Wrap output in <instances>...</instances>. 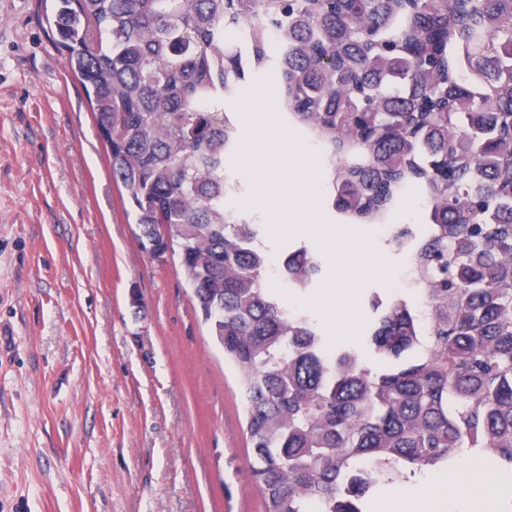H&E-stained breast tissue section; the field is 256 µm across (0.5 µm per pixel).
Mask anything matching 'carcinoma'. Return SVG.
Instances as JSON below:
<instances>
[{"label":"carcinoma","mask_w":512,"mask_h":512,"mask_svg":"<svg viewBox=\"0 0 512 512\" xmlns=\"http://www.w3.org/2000/svg\"><path fill=\"white\" fill-rule=\"evenodd\" d=\"M55 4L141 247L178 256L237 372L264 512H362L371 490L462 453L512 472V0ZM257 73L321 145L345 223H386L409 189L423 201L428 233L390 242L411 247L419 303L367 289V336L334 358L310 315L265 288L263 225L224 209L242 137L224 104ZM296 249L311 292L324 265Z\"/></svg>","instance_id":"carcinoma-1"}]
</instances>
